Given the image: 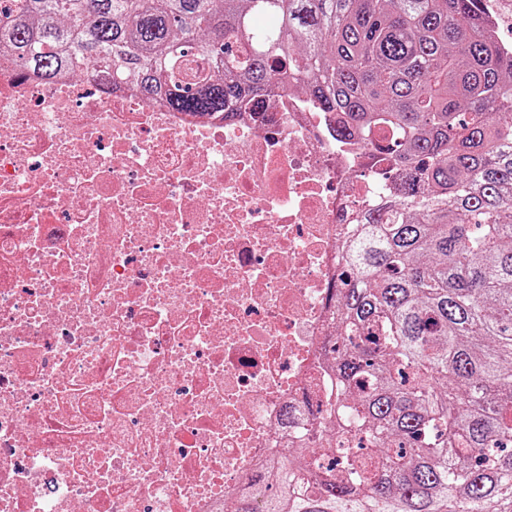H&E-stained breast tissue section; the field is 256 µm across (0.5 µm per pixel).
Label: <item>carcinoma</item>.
<instances>
[{"instance_id": "cac0c4a2", "label": "carcinoma", "mask_w": 512, "mask_h": 512, "mask_svg": "<svg viewBox=\"0 0 512 512\" xmlns=\"http://www.w3.org/2000/svg\"><path fill=\"white\" fill-rule=\"evenodd\" d=\"M0 59L191 114L295 81L392 162L341 246L320 451L230 512H512V46L480 0H9Z\"/></svg>"}]
</instances>
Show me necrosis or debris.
Instances as JSON below:
<instances>
[{"instance_id":"obj_1","label":"necrosis or debris","mask_w":512,"mask_h":512,"mask_svg":"<svg viewBox=\"0 0 512 512\" xmlns=\"http://www.w3.org/2000/svg\"><path fill=\"white\" fill-rule=\"evenodd\" d=\"M336 124L0 65V512H223L310 433L338 246L389 186Z\"/></svg>"}]
</instances>
